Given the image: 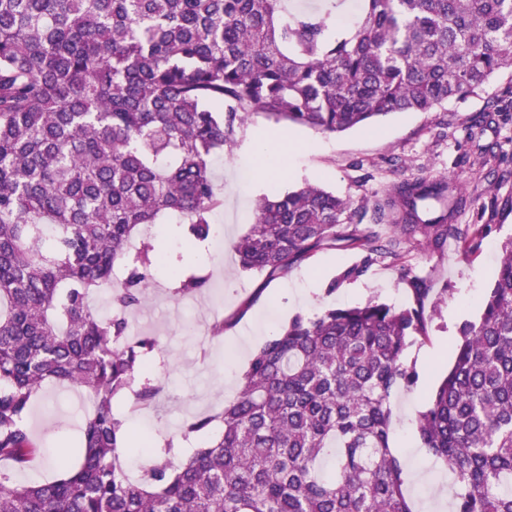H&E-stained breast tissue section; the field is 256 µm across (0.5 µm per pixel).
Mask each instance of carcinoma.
Listing matches in <instances>:
<instances>
[{
    "label": "carcinoma",
    "instance_id": "carcinoma-1",
    "mask_svg": "<svg viewBox=\"0 0 512 512\" xmlns=\"http://www.w3.org/2000/svg\"><path fill=\"white\" fill-rule=\"evenodd\" d=\"M346 0L315 12L290 0H0V512H412L390 445L391 393L410 387L414 302L329 306L294 317L253 356L234 398L194 416L221 432L186 460L155 457L132 477L131 434L115 398L149 406L155 337L127 314L166 260L146 230L174 217L187 246L212 239L222 205L211 160L249 115L323 133L398 112H429L512 72V0ZM467 197L448 178L406 180L372 220L399 235L354 233L364 264L401 244L475 250L489 225L448 223ZM348 200L305 183L271 187L234 250L242 270L275 277L363 220ZM204 279L179 280L193 294ZM111 289L102 319L93 292ZM478 321L417 429L454 474V512H512V238ZM86 393L74 467L42 482L15 474L39 457L28 425L45 386Z\"/></svg>",
    "mask_w": 512,
    "mask_h": 512
}]
</instances>
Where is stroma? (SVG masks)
Listing matches in <instances>:
<instances>
[{
  "instance_id": "35a3bbf8",
  "label": "stroma",
  "mask_w": 512,
  "mask_h": 512,
  "mask_svg": "<svg viewBox=\"0 0 512 512\" xmlns=\"http://www.w3.org/2000/svg\"><path fill=\"white\" fill-rule=\"evenodd\" d=\"M493 101L498 104L494 111L489 108ZM261 141L280 148L271 178L259 175L266 164L256 151ZM213 174L224 199L214 215L224 251L217 254L199 246L190 265L207 276L205 288L196 295L175 294L168 268L154 267L147 306L128 317L130 328L145 325L159 343L153 369L162 387L156 403L148 407L134 405L129 394L119 401L127 429L145 437L142 447L128 451V466L140 473L158 449L183 435L187 420L217 413L233 397L249 363L241 354L243 341L261 347L290 316L312 318L330 305H408L413 296L406 278L412 275L429 288V320L425 335L408 340L405 362L418 380L392 394L390 444L402 469L419 465V481H405L404 488L413 512H428L427 486L451 490L453 476L433 465L417 430V415L451 365L462 326L479 318V302L494 281L500 246L512 237V208L503 204L512 197V74L497 75L476 93L432 111L399 112L343 133H321L252 115L215 160ZM442 174L470 198L456 223L490 227L475 252L461 251L451 239L440 250L426 247L406 253L402 268L388 259L375 261L360 277L329 290L335 276L363 259L346 243L353 230L391 236L388 225L367 218L357 227L337 226L335 245L312 253L287 275L270 279L241 271L236 263L233 243L252 224L254 202L269 187L285 190L308 181L347 198L352 208L370 211L388 197L394 184L405 179L430 182ZM284 288L311 290L313 300L285 308L280 296ZM217 313L226 322L219 343L208 333ZM81 401L74 390H49L33 401L29 424L42 451L33 470L36 478L54 476L77 463L75 441L84 422L77 410Z\"/></svg>"
}]
</instances>
